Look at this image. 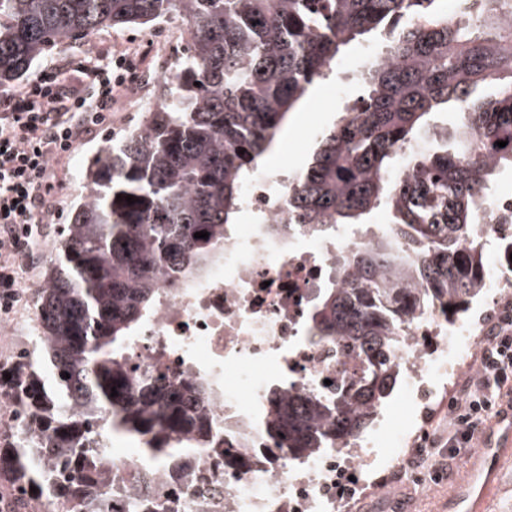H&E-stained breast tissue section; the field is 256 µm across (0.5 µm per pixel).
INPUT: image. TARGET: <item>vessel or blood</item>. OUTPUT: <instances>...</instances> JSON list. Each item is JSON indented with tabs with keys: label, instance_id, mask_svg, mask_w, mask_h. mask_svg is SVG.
<instances>
[{
	"label": "vessel or blood",
	"instance_id": "obj_1",
	"mask_svg": "<svg viewBox=\"0 0 512 512\" xmlns=\"http://www.w3.org/2000/svg\"><path fill=\"white\" fill-rule=\"evenodd\" d=\"M511 458L512 408L505 406L487 426L481 450L470 457L467 479L457 482L449 494L448 512H484L502 465Z\"/></svg>",
	"mask_w": 512,
	"mask_h": 512
}]
</instances>
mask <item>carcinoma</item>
Masks as SVG:
<instances>
[{"label": "carcinoma", "mask_w": 512, "mask_h": 512, "mask_svg": "<svg viewBox=\"0 0 512 512\" xmlns=\"http://www.w3.org/2000/svg\"><path fill=\"white\" fill-rule=\"evenodd\" d=\"M170 15L186 22L187 55L141 127L88 164L91 194L64 225L35 292L40 332L9 380L36 440L0 448V467L19 495L34 486L65 512H104L99 467L111 437L97 410L176 464L204 432L208 391L191 385L189 398L150 372L133 382L125 345L160 281L208 269L248 176L342 48L375 36L388 61L361 73L363 94L288 187L292 223L324 234L383 211L388 229L336 257L339 286L310 312L316 335L353 351L359 371L323 408L271 392L276 447L346 445L400 379L391 355L402 326L429 309L446 324L467 313L488 279L474 224L512 170V0H482L473 19L443 0H0V89L52 48ZM443 111L456 114L453 131L401 156Z\"/></svg>", "instance_id": "carcinoma-1"}]
</instances>
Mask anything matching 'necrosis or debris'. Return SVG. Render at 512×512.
Instances as JSON below:
<instances>
[{"label": "necrosis or debris", "instance_id": "4bbe7bcc", "mask_svg": "<svg viewBox=\"0 0 512 512\" xmlns=\"http://www.w3.org/2000/svg\"><path fill=\"white\" fill-rule=\"evenodd\" d=\"M289 176L253 171L243 207L253 221L224 232L208 272L163 281L152 316L128 343L130 366L182 386H206L211 435L185 467L116 448L103 464L110 512H349L353 492L381 499L399 492L396 476L411 457L407 435L377 446L391 425L383 411L350 446L304 457L275 450L268 438L270 389L326 402L358 364L335 342L314 336L312 301L336 279V256L368 243L346 232L323 237L292 224ZM481 236L512 233V193L493 195L474 226ZM481 325L435 318L412 322L393 352L402 375L398 400L429 408L439 387L456 383L481 346Z\"/></svg>", "mask_w": 512, "mask_h": 512}]
</instances>
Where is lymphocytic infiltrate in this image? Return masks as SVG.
I'll use <instances>...</instances> for the list:
<instances>
[{
	"label": "lymphocytic infiltrate",
	"mask_w": 512,
	"mask_h": 512,
	"mask_svg": "<svg viewBox=\"0 0 512 512\" xmlns=\"http://www.w3.org/2000/svg\"><path fill=\"white\" fill-rule=\"evenodd\" d=\"M136 70L133 54L110 52L76 67L55 63L0 93L1 310L18 302V274L35 265L41 241L51 234L59 166L83 133L109 118ZM505 402L512 403L511 301L489 325L460 397L448 403L447 453L417 451L410 469L437 480L451 476L453 458L477 447L485 424Z\"/></svg>",
	"instance_id": "f902f5d3"
}]
</instances>
